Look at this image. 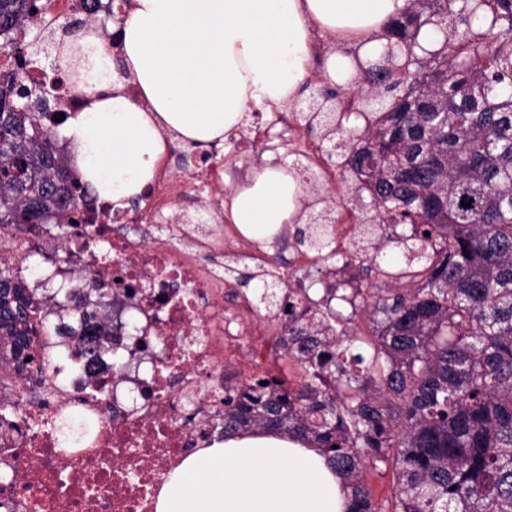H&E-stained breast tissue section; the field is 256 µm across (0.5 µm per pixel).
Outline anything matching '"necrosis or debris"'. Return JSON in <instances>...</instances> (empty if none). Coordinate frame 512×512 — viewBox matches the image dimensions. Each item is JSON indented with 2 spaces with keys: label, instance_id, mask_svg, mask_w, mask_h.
<instances>
[{
  "label": "necrosis or debris",
  "instance_id": "obj_1",
  "mask_svg": "<svg viewBox=\"0 0 512 512\" xmlns=\"http://www.w3.org/2000/svg\"><path fill=\"white\" fill-rule=\"evenodd\" d=\"M138 221L92 203L61 249L45 225L0 224V260H41L27 291L31 340L50 363L0 365V512H156L165 476L217 440L225 375L282 374L272 329L247 302L225 307L223 264L194 257L220 243L191 238L185 219L124 232ZM94 298L112 308L92 362L45 323ZM115 351L126 357L118 374Z\"/></svg>",
  "mask_w": 512,
  "mask_h": 512
}]
</instances>
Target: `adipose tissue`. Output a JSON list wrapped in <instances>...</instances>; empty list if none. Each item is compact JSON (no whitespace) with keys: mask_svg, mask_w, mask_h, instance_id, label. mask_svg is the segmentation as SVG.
Instances as JSON below:
<instances>
[{"mask_svg":"<svg viewBox=\"0 0 512 512\" xmlns=\"http://www.w3.org/2000/svg\"><path fill=\"white\" fill-rule=\"evenodd\" d=\"M408 0H131L122 64L140 90L116 84L112 55L91 29L55 33L54 52L74 72L82 104L61 125L74 170L99 201L130 205L152 183L169 138L197 146L248 127L254 109L297 97L312 31L383 51L379 33ZM302 184L281 164L263 168L229 197L239 233L269 240L297 223ZM341 478L316 450L253 434L214 443L170 472L156 512H345Z\"/></svg>","mask_w":512,"mask_h":512,"instance_id":"1","label":"adipose tissue"}]
</instances>
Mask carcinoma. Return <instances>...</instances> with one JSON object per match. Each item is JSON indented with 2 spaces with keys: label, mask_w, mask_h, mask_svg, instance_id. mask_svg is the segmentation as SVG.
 Here are the masks:
<instances>
[{
  "label": "carcinoma",
  "mask_w": 512,
  "mask_h": 512,
  "mask_svg": "<svg viewBox=\"0 0 512 512\" xmlns=\"http://www.w3.org/2000/svg\"><path fill=\"white\" fill-rule=\"evenodd\" d=\"M41 0H0V35ZM105 23L114 6L87 7ZM392 67L356 69V89L320 88V112L295 118L324 149L358 224L323 198L280 238L311 268L244 265L255 308L290 307L278 359L297 370L224 397V437L267 432L323 455L346 512H512V0H410L385 27ZM0 224L64 221L93 202L57 149L59 123L26 107L28 45L0 43ZM470 206H461V201ZM24 281L0 269V360L29 352ZM91 336L95 312L77 307ZM367 317L366 330L358 327ZM395 475L379 498L367 476Z\"/></svg>",
  "instance_id": "carcinoma-1"
}]
</instances>
